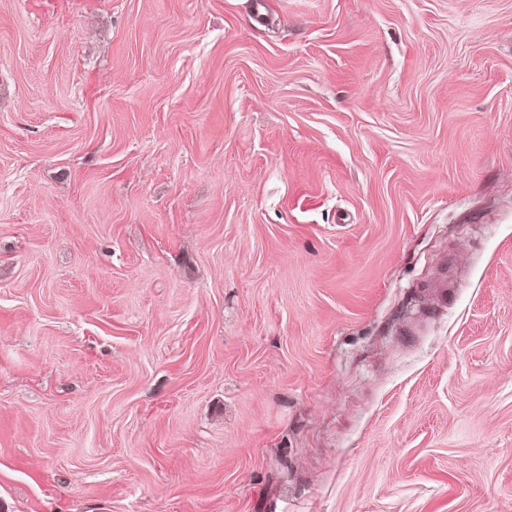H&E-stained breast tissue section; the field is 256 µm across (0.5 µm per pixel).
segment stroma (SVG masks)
Listing matches in <instances>:
<instances>
[{"label": "stroma", "mask_w": 512, "mask_h": 512, "mask_svg": "<svg viewBox=\"0 0 512 512\" xmlns=\"http://www.w3.org/2000/svg\"><path fill=\"white\" fill-rule=\"evenodd\" d=\"M0 512H512V0H0Z\"/></svg>", "instance_id": "stroma-1"}]
</instances>
